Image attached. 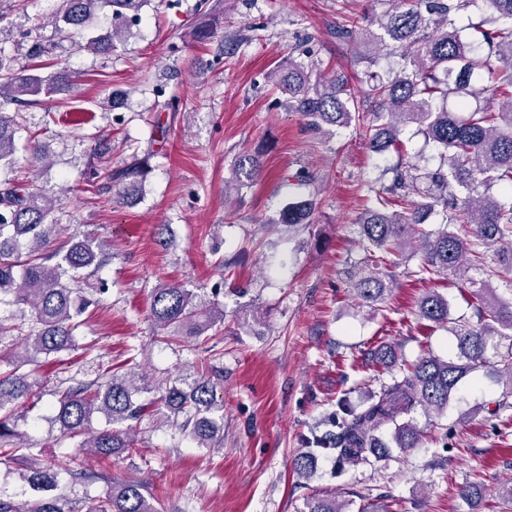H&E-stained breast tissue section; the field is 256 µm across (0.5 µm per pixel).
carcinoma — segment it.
Listing matches in <instances>:
<instances>
[{"instance_id":"cac0c4a2","label":"carcinoma","mask_w":512,"mask_h":512,"mask_svg":"<svg viewBox=\"0 0 512 512\" xmlns=\"http://www.w3.org/2000/svg\"><path fill=\"white\" fill-rule=\"evenodd\" d=\"M152 0H62L51 16L55 30L79 36L78 46L93 53L110 54L139 23L143 8ZM474 0H390L379 17L351 18L338 31L345 42L357 46L368 58L380 47L402 61L387 77L366 69L357 77L363 96L348 88L339 74L327 75L320 64L288 60L273 71L275 83L288 92L286 107L297 112L308 128L319 133L354 127L371 152L383 155L400 150L401 126L412 124L425 140L441 150V164L423 171L416 160L399 157L390 167V185L368 186L370 205L361 212L359 242L375 267L354 273L353 291L363 306L374 309L391 293L393 279L376 266L386 256L402 259L421 253L415 276L424 279L444 273L448 279L465 276L468 263L491 255L498 267L488 269L503 278L512 274V0H485L489 17L468 27L455 25V16ZM111 15L105 33L86 36L99 14ZM41 65L17 68L14 58L0 50V169L15 162V135L20 129L19 107L28 98L61 93L70 75L61 68L47 76ZM488 93L498 101L490 110L481 104ZM257 154L236 158L233 182L249 185L261 171ZM147 176L146 158L132 156L117 168L91 165L88 185L112 192L122 204L135 203ZM57 200L38 188L26 189L12 180L0 181V305L16 309L28 319L29 329L0 317V336L11 332L23 337L21 351L10 353L16 366H31L18 374L0 375V466L9 470L26 463L19 473L36 496L25 502L0 497V512H77L72 500L60 492L62 475L74 482L92 483L106 476L84 466L65 472L41 462L40 453L19 438L9 426L16 408L25 400L40 398L33 391L38 381L36 358L75 346L77 318L91 305L79 287L82 272L98 269L109 259L106 244L88 234L74 233L57 241L52 214ZM314 200L292 199L281 210V223L292 227L313 223ZM433 217L441 218L435 230H416ZM480 288L474 317L453 318L448 300L430 292L418 305L420 319L445 328L453 337L448 358L427 353L410 364L393 383L384 385L363 408L344 397L330 417L333 431L314 433L310 449L296 454L291 470L303 479L312 476L317 452L334 451L342 464L357 465L368 456L386 453L388 444L377 432L389 425L395 447H418L420 430L412 420L399 421L417 410L441 415L460 386L480 370L491 371L502 386V399L490 411L498 416L512 395V298L504 300L484 280H469ZM150 316L168 341L199 336L224 320L215 306L180 283H163L154 289ZM387 367L401 365L392 347L372 352ZM141 386L135 375L118 376L107 369L90 382L56 392L55 421L62 433L78 439L77 448L103 460L130 452L134 445L132 422L141 416L137 400ZM159 401L181 431L207 447L223 444L215 416L223 410L209 379L177 376L162 389ZM103 416L108 428L92 430V420ZM84 512H160L134 476L112 483L97 495H86ZM305 512H346L336 495L315 494Z\"/></svg>"}]
</instances>
